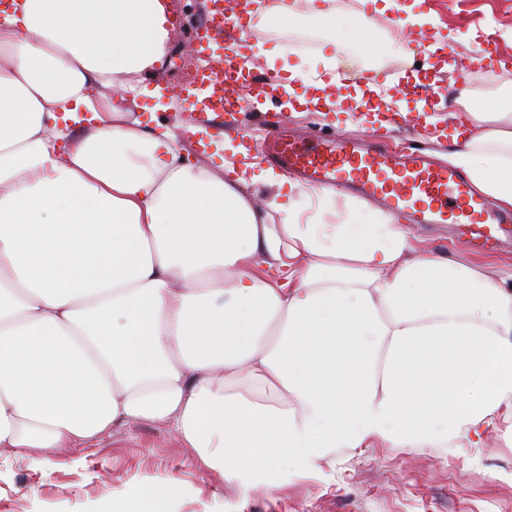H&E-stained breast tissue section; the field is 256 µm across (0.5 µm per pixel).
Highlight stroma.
Instances as JSON below:
<instances>
[{
  "label": "stroma",
  "instance_id": "obj_1",
  "mask_svg": "<svg viewBox=\"0 0 512 512\" xmlns=\"http://www.w3.org/2000/svg\"><path fill=\"white\" fill-rule=\"evenodd\" d=\"M299 13L292 26L254 31L243 56L268 72L266 55L288 62L281 71L294 105L283 110L280 96L262 100L244 122L262 135L264 120L281 122L297 133L332 136L354 134L370 138L374 125L359 121L348 102L354 83H343L336 94L346 107L316 113L301 107L300 99L316 94L309 76L322 59H335L350 71L369 69L370 41L357 26L361 0H333L338 23L330 27L315 19L307 0H286ZM412 14H424L431 23L417 41L448 45L449 55L432 56V79L445 86L446 100L437 106L435 121L424 141L429 152L447 160L453 144L441 136L448 109L456 98L468 95L480 102L497 92L512 90V0H398ZM207 0H181L182 23L171 39L175 61L192 60L193 28L207 11ZM397 11L377 18L374 38L383 43L378 68L400 70V84L381 88L393 102L403 99L419 73L408 35L396 22ZM495 38L505 62L486 70L475 61V49L484 36ZM373 38V39H374ZM409 231L428 250H455L459 257L512 266V237L492 250L476 248L469 230L455 232L440 225H410ZM287 491L271 497L263 489L241 494L229 482H220L196 466L194 449L186 447L168 425L141 423L114 429L111 436L87 448L49 453L40 463L19 457H0V512H93L95 505L119 490L148 485L173 487L172 512H512V445L500 434L487 435L478 448H453L448 454L398 451L389 448L338 449L315 468L288 466Z\"/></svg>",
  "mask_w": 512,
  "mask_h": 512
}]
</instances>
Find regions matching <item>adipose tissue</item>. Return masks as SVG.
Masks as SVG:
<instances>
[{
  "instance_id": "obj_1",
  "label": "adipose tissue",
  "mask_w": 512,
  "mask_h": 512,
  "mask_svg": "<svg viewBox=\"0 0 512 512\" xmlns=\"http://www.w3.org/2000/svg\"><path fill=\"white\" fill-rule=\"evenodd\" d=\"M170 0L0 10V451L33 460L168 423L199 467L279 494V461L512 440V269L426 252L392 220L326 224L271 167L189 163L132 108ZM451 155L512 208V107L460 98ZM290 199L257 205L252 186ZM169 490L96 512H165Z\"/></svg>"
}]
</instances>
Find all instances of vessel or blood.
I'll return each instance as SVG.
<instances>
[{"label": "vessel or blood", "mask_w": 512, "mask_h": 512, "mask_svg": "<svg viewBox=\"0 0 512 512\" xmlns=\"http://www.w3.org/2000/svg\"><path fill=\"white\" fill-rule=\"evenodd\" d=\"M250 35L238 13L225 14L223 22L199 34L196 53L204 62L196 81L167 89L177 101L194 103L185 133L200 151H208L214 132L224 129V111L215 107V100H228L234 111L245 112L279 86L276 76L252 74L239 54L241 38ZM267 138L277 159L287 169L302 172L315 187L353 190L381 202L392 216L406 213L418 224L473 225L485 245L499 242L512 223V215L492 210L462 174L423 156L398 160L388 150L365 147L348 137L285 139L273 124Z\"/></svg>", "instance_id": "b4317fda"}]
</instances>
